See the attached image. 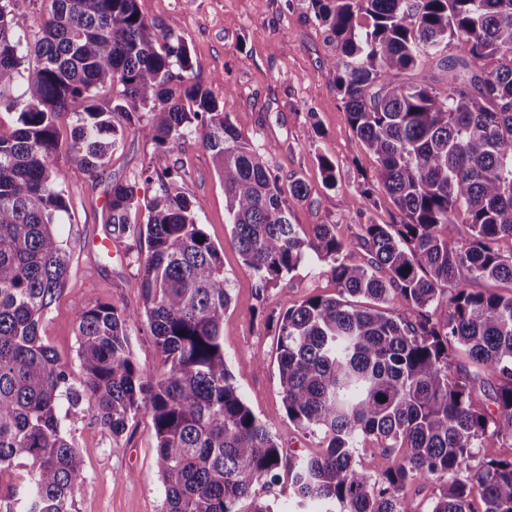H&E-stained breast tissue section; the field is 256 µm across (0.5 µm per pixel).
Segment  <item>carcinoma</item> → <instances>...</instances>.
Wrapping results in <instances>:
<instances>
[{
	"instance_id": "cac0c4a2",
	"label": "carcinoma",
	"mask_w": 512,
	"mask_h": 512,
	"mask_svg": "<svg viewBox=\"0 0 512 512\" xmlns=\"http://www.w3.org/2000/svg\"><path fill=\"white\" fill-rule=\"evenodd\" d=\"M12 2L0 0V109L17 114L0 131V512H71L86 475L64 401L87 405L115 439L139 412L151 417L165 512H273L257 488L277 481L282 453L224 355V260L196 222L197 202L173 186L171 155L198 131L232 240L262 288L314 259L340 288L266 318L288 420L327 441L288 461L298 504L417 512L404 488L433 480L442 490L428 512H512V458L470 465L485 434L512 442V295L469 288L512 283V252L500 249L512 239V0H310L336 41L330 64L350 122L401 216L360 226L364 265L344 262L349 244L334 225L303 236L291 223L306 185L268 169L194 72L174 24L148 21L136 0H50L24 74ZM434 56L443 83L400 79ZM473 66L484 77L472 91ZM105 88L115 96L99 99ZM70 116V159L92 177L129 133L157 145L143 176L161 180V193L142 201L113 184L106 223L115 242L147 243L135 288L159 374L135 362L133 317L110 304L76 315L77 380L40 335L69 270L54 226L67 210L57 157ZM142 210L146 222H132ZM459 353L475 373L453 370ZM365 435L401 453L396 469L375 476L357 463Z\"/></svg>"
}]
</instances>
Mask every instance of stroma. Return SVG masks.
Masks as SVG:
<instances>
[{
	"label": "stroma",
	"mask_w": 512,
	"mask_h": 512,
	"mask_svg": "<svg viewBox=\"0 0 512 512\" xmlns=\"http://www.w3.org/2000/svg\"><path fill=\"white\" fill-rule=\"evenodd\" d=\"M151 21L175 23L187 43L194 70L204 79L244 137L282 182L301 179L308 192L292 203L291 221L303 231L332 224L349 242L346 262L363 264L357 245L364 224H394L398 211L381 189L378 164L361 145L336 90L329 61L336 44L314 16L310 0H137ZM71 120L58 129V164L68 206L57 230L70 256L66 283L50 307L41 335L79 375L76 314L109 303L132 315L130 347L137 363L161 371V353L141 318L143 303L134 282L139 272L133 240L103 247L109 236L106 193L115 183L135 186L139 197H153L158 182L141 172L155 153L154 142L128 135L97 176H89L67 155ZM330 159L336 185L327 187L320 166ZM178 183L197 202L196 221L224 259L232 303L224 315V355L245 403L269 423L280 448L312 456L325 446L322 435L304 433L286 414L275 356L276 339L265 318L312 296L338 290L330 268L305 262L277 284L261 288L232 242L224 211V188L212 156L191 134L171 157ZM370 193H363V186ZM84 461L86 482L73 512H163L165 491L157 473L156 440L151 420L141 413L124 434L112 438L89 411L64 417Z\"/></svg>",
	"instance_id": "stroma-1"
}]
</instances>
